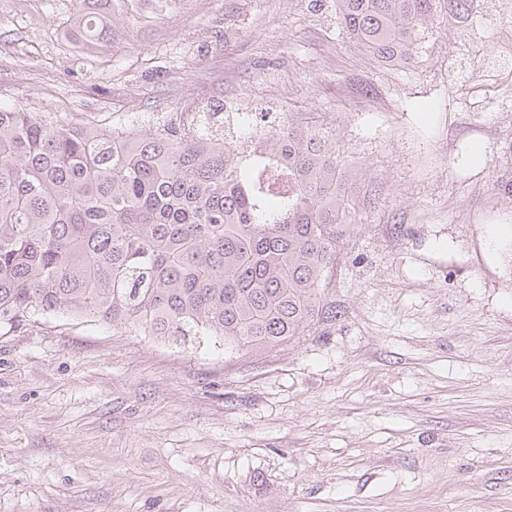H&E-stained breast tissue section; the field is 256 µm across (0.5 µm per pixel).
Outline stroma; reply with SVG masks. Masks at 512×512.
<instances>
[{
  "instance_id": "obj_1",
  "label": "stroma",
  "mask_w": 512,
  "mask_h": 512,
  "mask_svg": "<svg viewBox=\"0 0 512 512\" xmlns=\"http://www.w3.org/2000/svg\"><path fill=\"white\" fill-rule=\"evenodd\" d=\"M88 12L106 31L83 43ZM511 30L480 0L386 67L308 0H0V104L316 120L369 202L335 318L258 354L1 324L0 512H512V74L490 63Z\"/></svg>"
}]
</instances>
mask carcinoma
Here are the masks:
<instances>
[{
    "mask_svg": "<svg viewBox=\"0 0 512 512\" xmlns=\"http://www.w3.org/2000/svg\"><path fill=\"white\" fill-rule=\"evenodd\" d=\"M332 2L377 60L410 58L435 19L436 0ZM103 29L88 13L76 37ZM260 137L244 150L185 124L119 134L0 106V321L66 315L248 355L336 317L322 292L360 172L324 129Z\"/></svg>",
    "mask_w": 512,
    "mask_h": 512,
    "instance_id": "cac0c4a2",
    "label": "carcinoma"
}]
</instances>
